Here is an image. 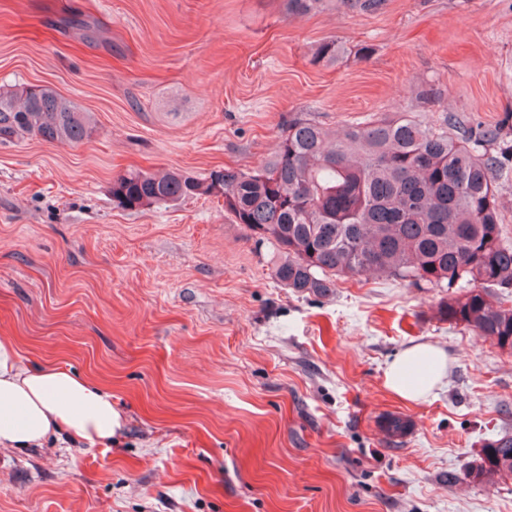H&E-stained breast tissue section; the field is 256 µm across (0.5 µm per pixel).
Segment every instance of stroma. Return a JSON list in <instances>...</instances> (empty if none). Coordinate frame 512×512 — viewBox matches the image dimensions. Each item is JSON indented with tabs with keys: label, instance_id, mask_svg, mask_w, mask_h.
<instances>
[{
	"label": "stroma",
	"instance_id": "obj_1",
	"mask_svg": "<svg viewBox=\"0 0 512 512\" xmlns=\"http://www.w3.org/2000/svg\"><path fill=\"white\" fill-rule=\"evenodd\" d=\"M330 40L338 59L316 61ZM26 86L95 129L0 144V337L94 378L126 423L108 446L0 448V512H512V479L463 478L512 435V352L440 316L458 288L374 275L298 294L223 197L112 198L132 169L256 168L296 119L497 124L512 0H0V89ZM417 342L448 374L407 404L384 371ZM388 415L410 431L388 437Z\"/></svg>",
	"mask_w": 512,
	"mask_h": 512
}]
</instances>
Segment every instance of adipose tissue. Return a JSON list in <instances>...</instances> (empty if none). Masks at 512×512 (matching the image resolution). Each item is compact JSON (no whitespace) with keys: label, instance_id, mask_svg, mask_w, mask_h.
I'll return each mask as SVG.
<instances>
[{"label":"adipose tissue","instance_id":"ef3b65f1","mask_svg":"<svg viewBox=\"0 0 512 512\" xmlns=\"http://www.w3.org/2000/svg\"><path fill=\"white\" fill-rule=\"evenodd\" d=\"M448 370L443 350L426 342L402 350L385 370V385L408 403L430 396ZM122 428L112 395L95 381L52 364H23L17 345L0 338V447H70L111 443Z\"/></svg>","mask_w":512,"mask_h":512}]
</instances>
